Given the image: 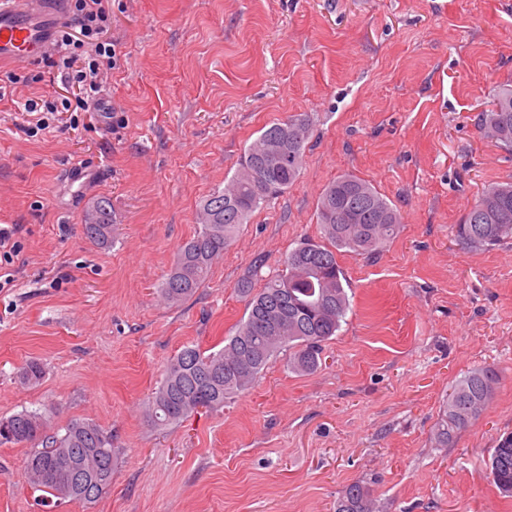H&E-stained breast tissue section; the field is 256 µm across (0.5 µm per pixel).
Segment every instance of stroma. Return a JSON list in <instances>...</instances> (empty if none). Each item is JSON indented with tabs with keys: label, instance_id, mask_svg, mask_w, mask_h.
Masks as SVG:
<instances>
[{
	"label": "stroma",
	"instance_id": "obj_1",
	"mask_svg": "<svg viewBox=\"0 0 512 512\" xmlns=\"http://www.w3.org/2000/svg\"><path fill=\"white\" fill-rule=\"evenodd\" d=\"M122 54L99 112H58L29 135L18 104L54 96L55 56L0 101V225L17 255L0 290V417L91 420L120 450L94 502L43 506L25 444H0V512H334L355 481L379 512H512L488 459L512 434V243L454 236L478 193L512 179V154L479 113L512 84V0H111ZM310 124L299 179L255 211L188 300L159 287L200 203L223 189L260 132ZM370 181L402 216L370 257L339 255L351 310L321 367L280 354L218 410L157 428L148 399L186 345L221 349L304 238L338 176ZM112 206V244L83 233ZM43 364L40 384L19 374ZM494 368L481 416L437 447L450 389Z\"/></svg>",
	"mask_w": 512,
	"mask_h": 512
}]
</instances>
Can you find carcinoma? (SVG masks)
I'll list each match as a JSON object with an SVG mask.
<instances>
[{"label":"carcinoma","instance_id":"1","mask_svg":"<svg viewBox=\"0 0 512 512\" xmlns=\"http://www.w3.org/2000/svg\"><path fill=\"white\" fill-rule=\"evenodd\" d=\"M282 127L275 123L262 131L241 157L239 167L224 186L200 204V229L181 244L161 296L182 302L207 280L215 261L232 243L240 226L270 199L298 179L309 137L301 116L288 119V159L269 171L263 159L267 135ZM479 129L495 146L512 152V86L499 90L493 108L480 114ZM84 233L95 244L112 243L109 201L93 205ZM320 242L305 239L282 257V273L265 281L259 291L245 282L239 292L246 299V318L224 347L205 353L184 347L167 365L149 398L152 425L166 427L200 408L224 407L229 396L248 390L270 361L288 351V369L311 374L322 365L323 344L341 328L351 309V285L338 255H373L400 231L396 207L369 181L344 174L330 182L318 203ZM455 238L468 250L484 249L512 240V182L490 185L474 202ZM43 365L27 362L20 380L38 384ZM497 375L492 368L476 370L459 380L443 404L435 431L441 446L479 418L491 398ZM10 435L0 443H31L24 464L42 499L93 502L112 483L120 449L112 447V431L88 420L69 423L64 432H51L46 415L24 410L0 418ZM492 479L512 495V435L499 440L489 466ZM336 512H377L372 490L356 481L336 500Z\"/></svg>","mask_w":512,"mask_h":512}]
</instances>
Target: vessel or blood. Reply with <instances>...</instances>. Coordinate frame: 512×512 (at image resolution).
<instances>
[{"instance_id":"1","label":"vessel or blood","mask_w":512,"mask_h":512,"mask_svg":"<svg viewBox=\"0 0 512 512\" xmlns=\"http://www.w3.org/2000/svg\"><path fill=\"white\" fill-rule=\"evenodd\" d=\"M65 0H0V67L29 66L54 48Z\"/></svg>"}]
</instances>
